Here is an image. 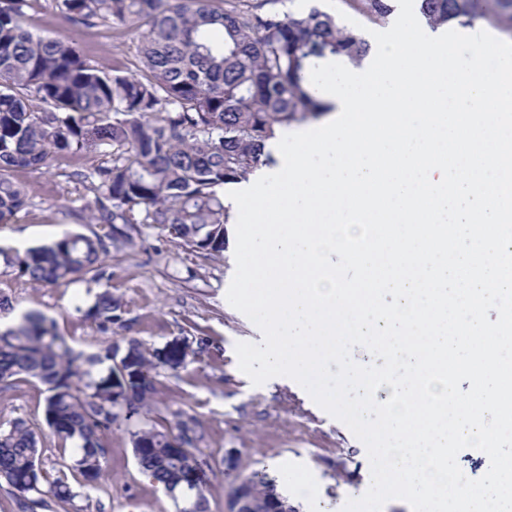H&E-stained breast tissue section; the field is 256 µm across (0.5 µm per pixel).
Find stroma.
<instances>
[{
	"label": "stroma",
	"mask_w": 512,
	"mask_h": 512,
	"mask_svg": "<svg viewBox=\"0 0 512 512\" xmlns=\"http://www.w3.org/2000/svg\"><path fill=\"white\" fill-rule=\"evenodd\" d=\"M24 26L43 37L68 35L108 70L133 59L131 42L121 30L73 27L56 14L50 0H29ZM91 162L88 156L56 157L40 169L14 172L29 200L24 210L0 222V247L22 252L67 232L106 233L107 225L77 216L92 194L73 173ZM235 245V237H228L222 259L213 261L182 246L170 229L144 224L133 244L108 262L106 279L84 276L52 286L0 275V295L13 303L0 323L43 313L78 350H98L124 336L158 352L174 343L190 345L196 356L186 367L162 368L156 409L143 424L172 422L177 412L197 417L204 433L201 448L215 472L204 487L209 512H227L235 477L257 472L274 480L298 512L305 508L296 496L301 485L310 488L308 499L328 512H341L347 498L363 495L370 485L366 448L294 380L274 377L256 386L244 379L235 346L261 342L263 335L226 299L236 268ZM106 288L120 300L124 319L110 336L99 333L85 316L95 294ZM44 397L35 382L0 394V424L16 418L42 421ZM229 453L235 470L227 474L224 457ZM81 504L84 512H178L171 496L140 471L122 420L109 436L105 477Z\"/></svg>",
	"instance_id": "35a3bbf8"
}]
</instances>
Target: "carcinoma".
<instances>
[{
    "label": "carcinoma",
    "mask_w": 512,
    "mask_h": 512,
    "mask_svg": "<svg viewBox=\"0 0 512 512\" xmlns=\"http://www.w3.org/2000/svg\"><path fill=\"white\" fill-rule=\"evenodd\" d=\"M280 0H55L73 24H115L130 37L134 68L107 71L65 38L30 33L21 18L27 0H0V221L28 201L12 173L39 169L52 155L98 152L105 159L76 176L94 194L90 219L103 235L66 233L20 253L0 248V274L34 284L105 277L104 260L132 242L137 224L170 226L183 245L213 259L227 241L224 185L269 160L266 142L279 126L319 118L325 105L310 81L328 58L361 65L363 35L315 6L282 12ZM434 26L473 22L489 13L512 19V0H419ZM371 19H385L394 0H352ZM87 316L103 334L122 321L120 300L108 289ZM188 347L152 353L139 340L102 352L71 347L55 321L41 313L0 330V390L24 379L44 387L43 418L74 455L73 472L49 479L40 435L28 421L0 426V481L20 512L75 506L101 478L106 438L119 416L133 422L154 411L159 366L176 370ZM111 362L104 375L98 367ZM175 425L130 432L139 469L166 492L189 498L180 512H208L201 457L203 434L194 416ZM245 512L288 505L274 480L249 479Z\"/></svg>",
    "instance_id": "obj_1"
}]
</instances>
